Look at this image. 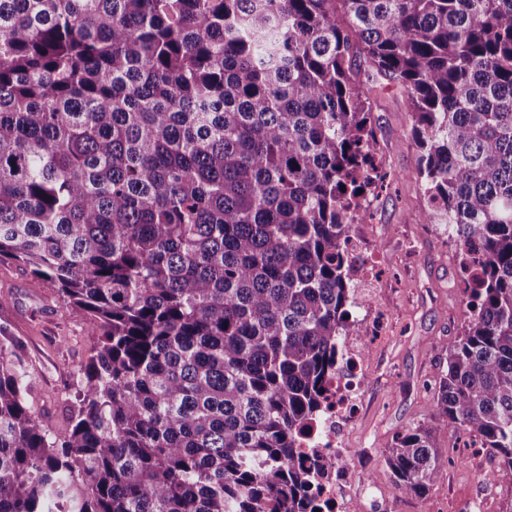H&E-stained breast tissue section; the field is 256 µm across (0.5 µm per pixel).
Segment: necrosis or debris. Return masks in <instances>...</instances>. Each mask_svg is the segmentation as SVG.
I'll return each mask as SVG.
<instances>
[{
  "label": "necrosis or debris",
  "mask_w": 512,
  "mask_h": 512,
  "mask_svg": "<svg viewBox=\"0 0 512 512\" xmlns=\"http://www.w3.org/2000/svg\"><path fill=\"white\" fill-rule=\"evenodd\" d=\"M343 258L348 280L354 287H376L378 262L374 255L365 253L359 239H345ZM365 375V358L358 338L344 337L336 363L323 382L322 407L294 457L295 463L313 476L321 512H351L356 502L352 458L343 445L342 431L356 416Z\"/></svg>",
  "instance_id": "1"
}]
</instances>
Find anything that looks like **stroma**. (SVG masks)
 <instances>
[{
	"label": "stroma",
	"mask_w": 512,
	"mask_h": 512,
	"mask_svg": "<svg viewBox=\"0 0 512 512\" xmlns=\"http://www.w3.org/2000/svg\"><path fill=\"white\" fill-rule=\"evenodd\" d=\"M356 64L386 177L363 220L350 226L380 266L376 302L356 305L352 315L362 327L379 319L389 326L388 336L370 346L358 415L345 432L362 512H460L467 499L483 501L487 512H512V473L485 477L468 435L450 427L438 435L449 457L438 486L423 497L392 488L385 447L396 433L430 422L434 387L448 366L442 343L461 334L468 309L453 247L442 228L420 221L428 197L417 176L420 149L409 93L365 59ZM0 329L23 347L36 416L51 429L67 428L93 347L83 313L65 304L49 282L0 262Z\"/></svg>",
	"instance_id": "1"
}]
</instances>
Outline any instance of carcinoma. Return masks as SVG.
<instances>
[{
    "mask_svg": "<svg viewBox=\"0 0 512 512\" xmlns=\"http://www.w3.org/2000/svg\"><path fill=\"white\" fill-rule=\"evenodd\" d=\"M332 2L0 0V262L96 337L63 431L0 338V512H303L294 454L357 326L359 54L409 91L421 220L475 283L393 489L438 484L442 426L512 472V0Z\"/></svg>",
    "mask_w": 512,
    "mask_h": 512,
    "instance_id": "carcinoma-1",
    "label": "carcinoma"
}]
</instances>
